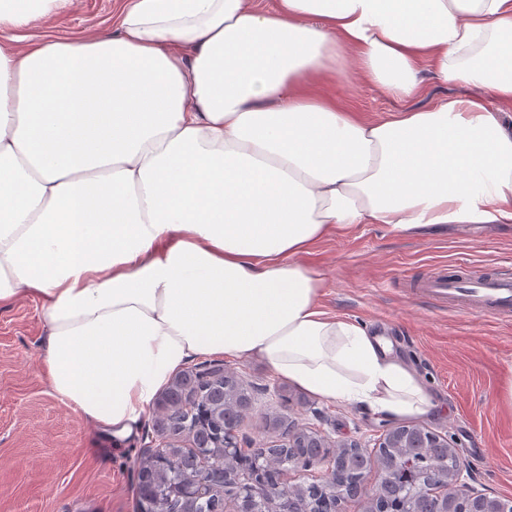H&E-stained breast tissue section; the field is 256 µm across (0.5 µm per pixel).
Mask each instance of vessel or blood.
Listing matches in <instances>:
<instances>
[{
  "label": "vessel or blood",
  "mask_w": 512,
  "mask_h": 512,
  "mask_svg": "<svg viewBox=\"0 0 512 512\" xmlns=\"http://www.w3.org/2000/svg\"><path fill=\"white\" fill-rule=\"evenodd\" d=\"M426 290L450 304L476 307L495 316L512 315V276L473 278L463 270L428 279Z\"/></svg>",
  "instance_id": "obj_1"
}]
</instances>
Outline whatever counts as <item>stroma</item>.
<instances>
[{
    "label": "stroma",
    "mask_w": 512,
    "mask_h": 512,
    "mask_svg": "<svg viewBox=\"0 0 512 512\" xmlns=\"http://www.w3.org/2000/svg\"><path fill=\"white\" fill-rule=\"evenodd\" d=\"M118 7V0H74L31 30L79 40L111 30ZM329 91L374 119L399 107L352 74ZM305 260L324 274L325 310L390 336L422 375L440 404L426 428L474 467L461 481L512 498V410L500 401L512 377V316L451 307L421 288L459 265L483 277L512 273V224L417 237L368 224L319 241ZM42 353L35 303L0 306V512H137L134 465L155 434L152 415L129 438L108 437L53 393L40 374ZM212 362L235 372L251 393L239 432L257 445L277 440L265 418L278 412L329 443L378 449L387 419L316 399L256 359Z\"/></svg>",
    "instance_id": "obj_1"
}]
</instances>
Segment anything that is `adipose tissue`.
Wrapping results in <instances>:
<instances>
[{"label":"adipose tissue","mask_w":512,"mask_h":512,"mask_svg":"<svg viewBox=\"0 0 512 512\" xmlns=\"http://www.w3.org/2000/svg\"><path fill=\"white\" fill-rule=\"evenodd\" d=\"M0 0V305L35 302L40 372L125 439L200 357L424 421L390 343L324 310L305 257L341 230L512 224V0H121L84 41ZM356 68L404 107L324 90ZM490 90L409 107L426 77Z\"/></svg>","instance_id":"obj_1"}]
</instances>
